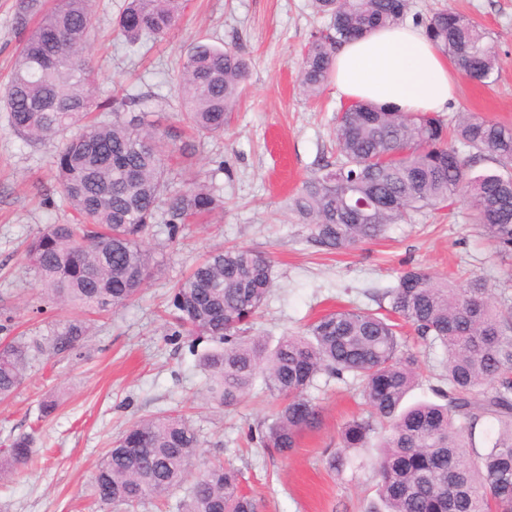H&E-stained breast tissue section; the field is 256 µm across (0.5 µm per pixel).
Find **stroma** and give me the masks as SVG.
<instances>
[{
	"mask_svg": "<svg viewBox=\"0 0 512 512\" xmlns=\"http://www.w3.org/2000/svg\"><path fill=\"white\" fill-rule=\"evenodd\" d=\"M127 0H93L86 47L97 72L98 99L113 91L159 94L165 124H178L177 84L188 50L198 42L239 50L249 61L243 93L223 137L196 147L187 181L222 188L224 209L168 234L149 226L146 245L161 266L125 306L91 314L94 334L80 356L33 359L15 393L0 401V456L20 436L32 437L35 465L0 480V512H95L93 473L113 438L161 411L184 412L204 456L242 472L241 488L260 512H366L376 502L375 481L360 462L367 448L350 451L352 467L328 470L326 449L338 448L343 423L357 412L349 384L320 377L311 395L323 411L320 429L306 433L283 457L248 443L270 415L272 400L248 394L233 407L203 397L204 376L189 336L169 333L166 317L176 282L216 248L236 245L268 255L274 285L256 327L270 341L298 331L341 306L376 309L399 272L418 266L438 279L466 270L481 276L493 301H512V261L498 256L465 205L417 215L391 225L376 240L339 253L314 245L288 202L321 159H335L334 117L344 106L332 86L307 98L298 84L302 51L324 23L312 0H184L177 27L152 47L129 45L116 22ZM457 10L489 33L499 77L484 86L459 78L448 118L471 113L512 126V0H412L408 22L437 9ZM17 0H0V86L14 68L21 36ZM61 139L27 142L0 112V341L46 337L73 316L45 299L36 274L23 262L29 240L45 225L70 222L59 207L55 157ZM58 407L42 416V403Z\"/></svg>",
	"mask_w": 512,
	"mask_h": 512,
	"instance_id": "stroma-1",
	"label": "stroma"
}]
</instances>
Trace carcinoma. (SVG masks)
<instances>
[{
  "mask_svg": "<svg viewBox=\"0 0 512 512\" xmlns=\"http://www.w3.org/2000/svg\"><path fill=\"white\" fill-rule=\"evenodd\" d=\"M312 6L327 25L304 49L299 84L308 98L322 93L338 46L403 21L411 0H313ZM182 9V0H128L120 33L130 44L161 39ZM90 18L91 0H52L49 7L45 0H18L25 36L0 106L10 130L28 142L64 136L56 173L60 201L76 223L48 225L30 241L25 263L55 303L101 312L131 301L158 267L142 241L150 225L161 220L173 235L178 225L224 209V197L205 184H176L172 157L192 156L195 145L181 130L162 127L159 103L118 92L97 100L96 72L84 55ZM424 26L465 77L495 80L498 54L480 24L446 8ZM248 71L235 49L193 47L179 85L185 126L224 136ZM93 110L112 113V121L90 120ZM333 142L336 160L306 179L292 201L321 249L375 240L392 224L412 223L416 213L463 200L472 223L512 259V126L469 114L447 123L437 113L387 112L358 102L337 114ZM481 159L493 168L475 171ZM361 200L378 203L367 224L355 213ZM272 284L266 255L226 247L210 251L173 289L172 335L217 343L199 359L209 401L234 406L262 381L278 405L258 444L287 456L322 423L309 395L317 379L349 378L366 414L344 424L340 447L377 449L368 465L381 507L371 512H512V307L496 306L482 278L450 285L411 267L382 294L387 313L341 307L274 345L252 333ZM402 322L424 345L443 351L434 386L440 404H407L422 369L398 336ZM90 334L89 320L73 318L52 331L45 349L21 338L1 346L0 400L16 391L37 354L78 355ZM488 421L496 430L479 449L476 430ZM31 444L28 436L13 440L0 459V477L32 461ZM200 447L182 414L159 412L133 423L96 465L100 512L167 502L186 484L174 512H258V501L240 490L237 468L194 463Z\"/></svg>",
  "mask_w": 512,
  "mask_h": 512,
  "instance_id": "carcinoma-1",
  "label": "carcinoma"
}]
</instances>
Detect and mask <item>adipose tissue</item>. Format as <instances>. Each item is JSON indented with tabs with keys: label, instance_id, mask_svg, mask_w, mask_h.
Wrapping results in <instances>:
<instances>
[{
	"label": "adipose tissue",
	"instance_id": "adipose-tissue-1",
	"mask_svg": "<svg viewBox=\"0 0 512 512\" xmlns=\"http://www.w3.org/2000/svg\"><path fill=\"white\" fill-rule=\"evenodd\" d=\"M330 82L337 97L401 112H443L455 92L454 70L425 32L409 23L342 44Z\"/></svg>",
	"mask_w": 512,
	"mask_h": 512
}]
</instances>
